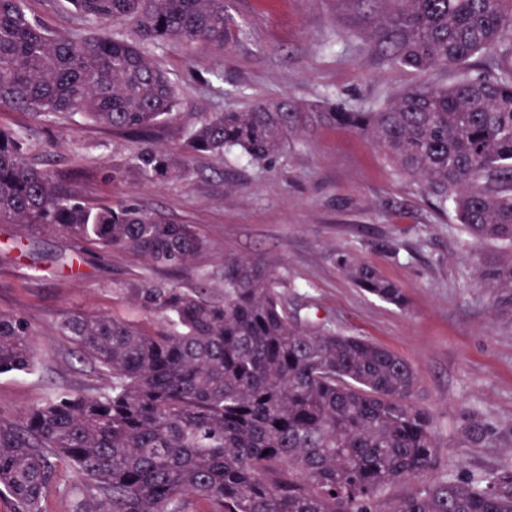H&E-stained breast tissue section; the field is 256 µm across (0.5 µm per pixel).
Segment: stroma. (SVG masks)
Returning a JSON list of instances; mask_svg holds the SVG:
<instances>
[{"instance_id": "35a3bbf8", "label": "stroma", "mask_w": 512, "mask_h": 512, "mask_svg": "<svg viewBox=\"0 0 512 512\" xmlns=\"http://www.w3.org/2000/svg\"><path fill=\"white\" fill-rule=\"evenodd\" d=\"M244 34L230 52L152 49L179 89V116L150 147L179 152L205 112L289 97L310 108H368L395 90L448 85L452 73L396 65L382 44L383 0H226ZM0 127L23 133L27 156L83 200H131L210 241L187 268H161L123 250L84 248L82 276L59 260L73 243L57 232L0 224V312L26 319L36 340L29 371L0 374V420H17L50 395L94 393L107 376L59 333L70 315L106 314L155 326L159 317L119 294L164 281L224 286V259L258 260L279 278L291 309L362 336L408 360L415 402L434 415L439 475L485 476L512 467V248L463 234L417 180L397 174L368 138L314 125L292 136L272 169L238 154H199L194 175L143 179L129 166L136 142L81 118L57 122L0 109ZM355 254L401 289L396 306L359 288L338 257Z\"/></svg>"}]
</instances>
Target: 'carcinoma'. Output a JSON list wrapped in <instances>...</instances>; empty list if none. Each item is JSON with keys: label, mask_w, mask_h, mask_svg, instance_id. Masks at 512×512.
<instances>
[{"label": "carcinoma", "mask_w": 512, "mask_h": 512, "mask_svg": "<svg viewBox=\"0 0 512 512\" xmlns=\"http://www.w3.org/2000/svg\"><path fill=\"white\" fill-rule=\"evenodd\" d=\"M25 0H0V109L81 116L144 137L174 120L176 82L151 47L230 51L241 27L224 0H67L81 24L51 31ZM382 39L413 71L457 72L365 111H307L290 99L206 112L177 156L141 146L144 179L188 178L192 156L238 151L269 167L301 129L343 125L368 137L396 172L419 180L461 231L512 246V0H387ZM116 25L128 27L116 32ZM0 223L60 232L180 268L209 249L190 224L132 201L91 206L28 161L23 136L0 129ZM339 264L366 292L404 304L394 283L353 255ZM278 278L224 259V291L201 278L118 289L163 323L146 330L107 316H69L60 336L98 373L95 394H55L0 422V493L17 512H46L60 467L92 490L73 512H512V469L433 480L381 508L391 484L434 471L431 412L414 400V367L358 336L314 327L288 310ZM34 365L33 333L0 313V374Z\"/></svg>", "instance_id": "1"}]
</instances>
